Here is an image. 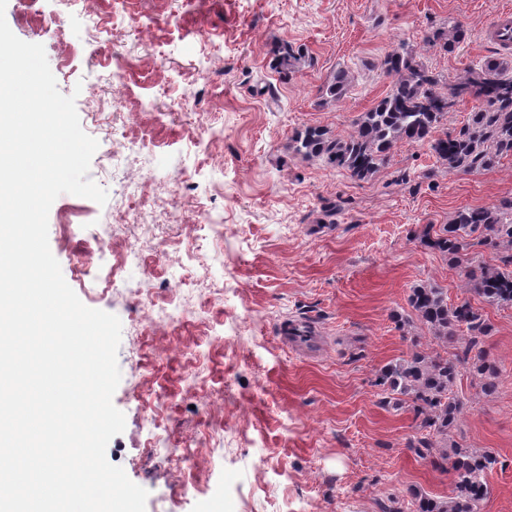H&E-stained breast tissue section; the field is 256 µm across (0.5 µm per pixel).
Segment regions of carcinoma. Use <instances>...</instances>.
Segmentation results:
<instances>
[{
	"label": "carcinoma",
	"instance_id": "cac0c4a2",
	"mask_svg": "<svg viewBox=\"0 0 512 512\" xmlns=\"http://www.w3.org/2000/svg\"><path fill=\"white\" fill-rule=\"evenodd\" d=\"M462 39L464 29L458 24L449 32L428 30L423 42L446 51ZM381 69L391 79L386 95L358 115L354 130L345 138H333L317 127L300 133L294 151L301 159L323 158L350 177L365 180L389 165L391 150L399 141L428 148L436 165L424 173L426 178L440 171L476 175L512 157V77L498 67H472L456 81L443 84L403 41L384 55ZM348 84V73L340 70L327 83L325 93L338 100ZM466 100L477 105L463 124L439 133L453 102ZM418 236L426 247L454 263L472 295L492 306L512 308V197L490 206L461 208L440 227L423 225ZM409 302L443 348L456 336L464 341L461 352L451 358L416 351L389 363L381 373L382 403L394 400L413 415L416 433L407 447L419 459L451 474V495L419 492L411 505L415 512H483L490 493L488 474L497 460L488 451L448 448V432L466 408L464 398L453 392L461 370L479 376L484 391L495 389V371L484 357L488 323L482 309L468 300L448 305L441 288H414Z\"/></svg>",
	"mask_w": 512,
	"mask_h": 512
}]
</instances>
